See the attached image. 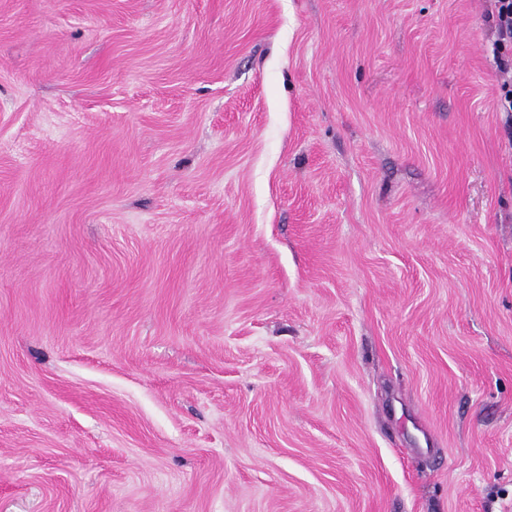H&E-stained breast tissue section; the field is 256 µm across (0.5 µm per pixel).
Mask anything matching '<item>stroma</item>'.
I'll return each mask as SVG.
<instances>
[{"label":"stroma","mask_w":512,"mask_h":512,"mask_svg":"<svg viewBox=\"0 0 512 512\" xmlns=\"http://www.w3.org/2000/svg\"><path fill=\"white\" fill-rule=\"evenodd\" d=\"M494 0H0V512H512Z\"/></svg>","instance_id":"1"}]
</instances>
